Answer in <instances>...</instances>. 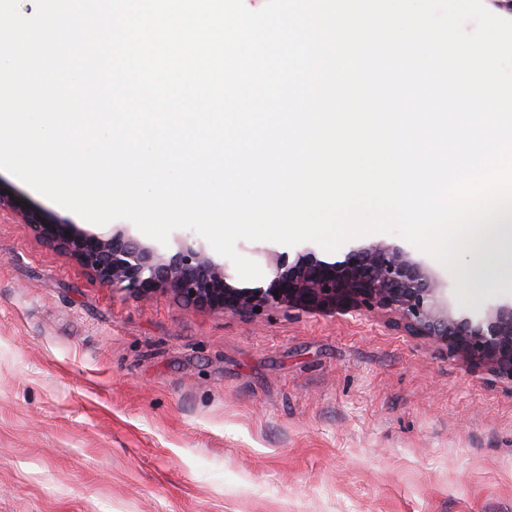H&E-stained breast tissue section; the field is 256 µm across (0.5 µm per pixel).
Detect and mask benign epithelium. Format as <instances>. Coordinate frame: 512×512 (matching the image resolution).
Masks as SVG:
<instances>
[{"instance_id":"7a95c632","label":"benign epithelium","mask_w":512,"mask_h":512,"mask_svg":"<svg viewBox=\"0 0 512 512\" xmlns=\"http://www.w3.org/2000/svg\"><path fill=\"white\" fill-rule=\"evenodd\" d=\"M2 205L16 210L40 237L115 290L139 297L169 290L192 310L243 316L256 308L387 314L409 334L512 381V303L496 305L482 316L456 311L448 289L399 247L360 244L334 260L306 249L292 263L268 261L269 282L239 287L230 263L216 262L200 248L183 245L167 256L122 226L106 235L89 234L0 194Z\"/></svg>"}]
</instances>
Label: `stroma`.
<instances>
[{
  "label": "stroma",
  "mask_w": 512,
  "mask_h": 512,
  "mask_svg": "<svg viewBox=\"0 0 512 512\" xmlns=\"http://www.w3.org/2000/svg\"><path fill=\"white\" fill-rule=\"evenodd\" d=\"M415 257L457 309L512 300ZM0 512H512V381L370 314L135 298L2 207Z\"/></svg>",
  "instance_id": "obj_1"
}]
</instances>
